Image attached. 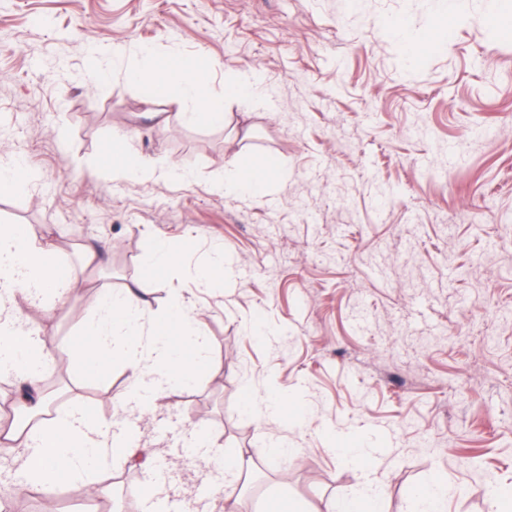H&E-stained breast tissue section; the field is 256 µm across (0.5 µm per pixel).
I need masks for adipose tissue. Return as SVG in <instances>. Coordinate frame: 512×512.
<instances>
[{
  "instance_id": "adipose-tissue-1",
  "label": "adipose tissue",
  "mask_w": 512,
  "mask_h": 512,
  "mask_svg": "<svg viewBox=\"0 0 512 512\" xmlns=\"http://www.w3.org/2000/svg\"><path fill=\"white\" fill-rule=\"evenodd\" d=\"M211 68L207 55L199 52L183 57L171 70L133 69L129 77L150 86L154 104L179 90L191 106L181 115L184 122L222 128L228 123L226 113L205 98ZM284 176L278 161L270 157L225 167L218 187L228 196L260 198L273 180ZM77 286L73 273L61 272L53 240L32 239L21 224L0 225V373L14 379L33 400L27 422L0 435V446L18 449L17 472L23 485L48 496L62 484L83 493L94 484L98 470L117 463L149 465L152 452L144 442V430L125 426L122 416L161 411L168 390L176 384L193 385L209 363L208 346L190 304L174 301L155 316L139 289H115L104 282L97 311L81 325L77 346L86 376L99 378L113 362L122 364L128 390L117 416L66 407L45 416L40 400L43 374L56 365L60 348L47 333L27 326L23 308L52 305Z\"/></svg>"
}]
</instances>
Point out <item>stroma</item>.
Listing matches in <instances>:
<instances>
[{
  "label": "stroma",
  "instance_id": "stroma-1",
  "mask_svg": "<svg viewBox=\"0 0 512 512\" xmlns=\"http://www.w3.org/2000/svg\"><path fill=\"white\" fill-rule=\"evenodd\" d=\"M441 0H0V166L23 158L27 188L0 195V225L54 238L80 288L30 325L66 348L95 310L96 277L142 288L152 312L174 293L200 314L210 363L140 421L152 469L112 472L113 494L156 484L169 497L206 477L186 462L193 408L212 450L259 464L247 487L221 473L237 512L279 494L326 505L377 484L385 512H418L437 481L444 512H494L512 490V0L469 27ZM402 20L441 42L408 63L382 25ZM205 52L211 105L225 129L183 124L179 94L144 117L133 67ZM99 64L109 87L89 89ZM255 71L261 105L224 98V77ZM150 159L146 181L112 177V135ZM275 156L288 172L259 201L215 188L222 164ZM178 253L166 273L144 257L156 238ZM112 244L92 272L91 242ZM222 243L232 273L205 290L195 271ZM261 321L268 336L247 332ZM69 406L116 412L126 373L85 378L68 352ZM284 391L278 420L243 410L245 388ZM360 439L385 452L371 470L341 463ZM290 451L272 464L277 443Z\"/></svg>",
  "mask_w": 512,
  "mask_h": 512
}]
</instances>
